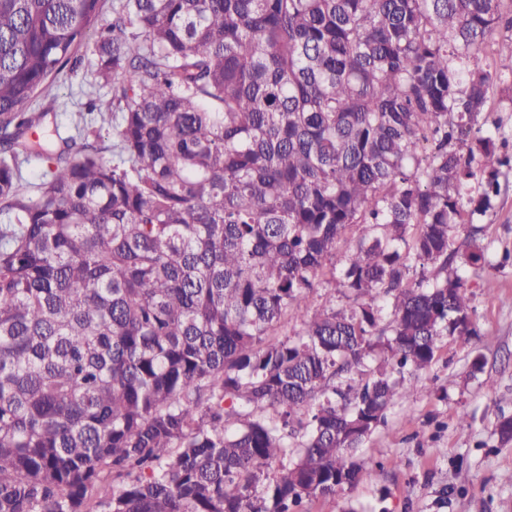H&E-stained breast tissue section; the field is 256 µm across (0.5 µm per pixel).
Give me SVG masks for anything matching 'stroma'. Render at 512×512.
<instances>
[{"instance_id":"obj_1","label":"stroma","mask_w":512,"mask_h":512,"mask_svg":"<svg viewBox=\"0 0 512 512\" xmlns=\"http://www.w3.org/2000/svg\"><path fill=\"white\" fill-rule=\"evenodd\" d=\"M510 49L512 32L500 28L479 57V67L496 76L479 123L512 144V74L499 69ZM94 62L91 48H81L55 88L66 128L79 123L88 95L111 97L95 80ZM498 182L490 207L471 216L494 262L512 252V168H501ZM467 286L476 335L444 338L423 377L427 392L397 403L357 451L367 476L311 499L308 512H512V442L501 443L495 430L499 414L512 413V266L469 275Z\"/></svg>"}]
</instances>
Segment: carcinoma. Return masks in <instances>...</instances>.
I'll list each match as a JSON object with an SVG mask.
<instances>
[{"label":"carcinoma","mask_w":512,"mask_h":512,"mask_svg":"<svg viewBox=\"0 0 512 512\" xmlns=\"http://www.w3.org/2000/svg\"><path fill=\"white\" fill-rule=\"evenodd\" d=\"M102 7L0 0V512H305L475 334L455 239L505 160L470 63L512 0ZM92 31L112 161L32 140Z\"/></svg>","instance_id":"carcinoma-1"}]
</instances>
